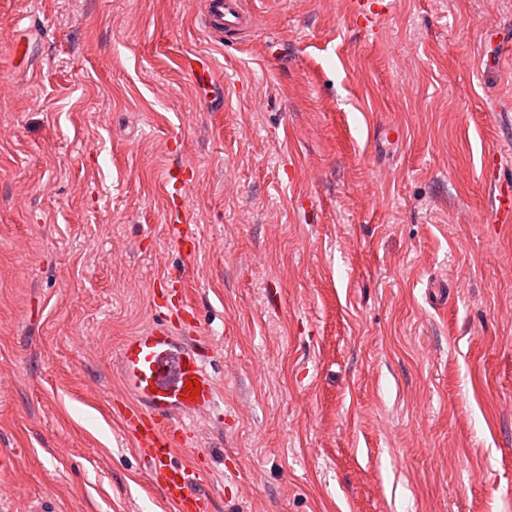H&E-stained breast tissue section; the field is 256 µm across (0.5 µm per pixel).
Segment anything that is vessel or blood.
I'll return each mask as SVG.
<instances>
[{
	"label": "vessel or blood",
	"instance_id": "b4317fda",
	"mask_svg": "<svg viewBox=\"0 0 512 512\" xmlns=\"http://www.w3.org/2000/svg\"><path fill=\"white\" fill-rule=\"evenodd\" d=\"M253 25L246 0H202L200 26L216 43H224L229 36L236 43H243ZM181 63L190 73L200 99L209 100L220 81L212 58L188 53ZM190 182L188 170L181 164L170 167L165 178L169 232L191 254L196 250L197 239L185 220ZM493 212L498 223L512 222V184H497ZM156 310L155 326L130 337L122 347L120 378L132 401L120 418L126 432L134 436L174 512H212L211 501L193 489L197 477L209 468L207 453L198 452L190 467L174 460L176 449L192 440L186 418L212 409L216 387L208 371L209 347L191 343L177 332L176 320L193 313L181 289H171ZM190 381L198 382L200 388L193 397L185 391Z\"/></svg>",
	"mask_w": 512,
	"mask_h": 512
}]
</instances>
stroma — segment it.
Segmentation results:
<instances>
[{"label":"stroma","instance_id":"obj_1","mask_svg":"<svg viewBox=\"0 0 512 512\" xmlns=\"http://www.w3.org/2000/svg\"><path fill=\"white\" fill-rule=\"evenodd\" d=\"M249 2L227 50L201 0H0V512H168L116 365L172 278L213 512H512V0ZM181 64L192 76L200 100H210L220 81L212 58L203 53H188L181 58ZM191 177L187 167L176 164L169 168L165 188L169 197V232L175 241L191 255L196 251L197 239L190 225L185 224ZM493 212L499 224L512 222V185L509 182L497 183Z\"/></svg>","mask_w":512,"mask_h":512}]
</instances>
